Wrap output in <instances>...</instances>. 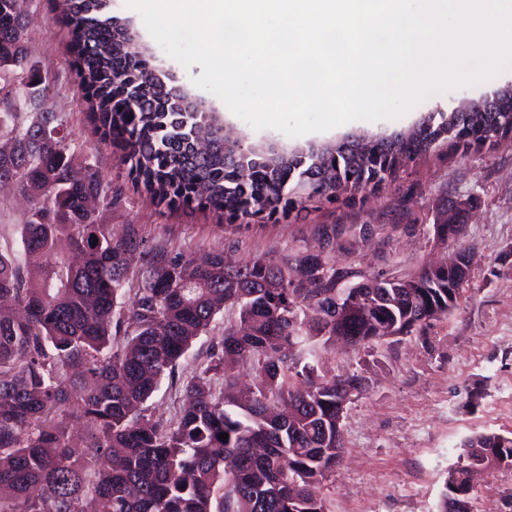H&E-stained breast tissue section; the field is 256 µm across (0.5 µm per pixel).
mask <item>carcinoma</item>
Listing matches in <instances>:
<instances>
[{
    "mask_svg": "<svg viewBox=\"0 0 512 512\" xmlns=\"http://www.w3.org/2000/svg\"><path fill=\"white\" fill-rule=\"evenodd\" d=\"M70 29L73 64L84 102L102 136L120 142L136 178L159 204L198 178L209 182L208 206L222 210L238 187L224 181V154L195 151L208 133L199 112H184L172 86L157 77L133 112H118L116 69L129 50L114 41L107 0H57ZM64 131L55 147L40 146V122ZM4 133L17 141L13 176L34 202L24 216L21 246L0 248V302L21 309L0 312V512H325L319 488L344 453L336 435V378L300 364L294 350L319 336L369 346L381 340L376 323L412 333L422 319L448 316L465 291L451 286L448 268L416 281L391 278L341 313L329 310L336 267L323 250L298 258L311 267L305 288L288 287V263L257 256L242 269L224 270V253L198 261L169 257L146 246L131 228L116 239L102 224L84 222L82 192L102 191L95 175L74 165L70 132L58 112H4ZM263 164L251 174L250 198L264 197L284 180ZM64 210L68 224L35 216ZM66 237L75 260L58 256ZM137 251L144 269L130 288L125 254ZM46 265L24 276L26 256ZM132 294L129 308L120 299ZM240 300L234 321L211 344L200 373L182 380L190 404L168 424L152 421L145 404L194 342L212 332L224 297ZM302 310L308 329L289 317ZM193 333H185V327ZM248 363L251 395L228 410L212 379L232 386L230 366ZM87 434L89 452L77 458L70 425ZM228 439H219V434ZM450 471L458 512L472 508L475 468L512 467V432H482L464 441Z\"/></svg>",
    "mask_w": 512,
    "mask_h": 512,
    "instance_id": "carcinoma-1",
    "label": "carcinoma"
}]
</instances>
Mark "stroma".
Instances as JSON below:
<instances>
[{
  "label": "stroma",
  "instance_id": "stroma-1",
  "mask_svg": "<svg viewBox=\"0 0 512 512\" xmlns=\"http://www.w3.org/2000/svg\"><path fill=\"white\" fill-rule=\"evenodd\" d=\"M24 8L29 57L42 69L47 108L65 115L74 163L112 186L111 202L99 204V219L114 237L132 226L169 256L201 259L220 251L236 265L262 254L293 262L326 242L331 264L359 282L404 277L447 259L452 244L436 231L442 210L454 200H474L462 242L471 258L468 285L447 318L369 347L314 342L301 351L318 372L355 375L364 384L344 413L343 459L321 488L326 512H438L463 441L478 432L512 431V137L469 150H430L377 187L307 200L274 217L233 221L215 209L159 205L129 177L121 148L104 142L89 119L56 0H25ZM110 11L130 22L158 70L220 113L226 128L254 145L284 151L361 134L390 137L433 113L451 112L461 99H484L512 84L508 66L481 83L430 95L394 118L290 137L254 129L196 86L199 66L187 68L170 57L127 0H111ZM30 207L16 185L0 186V242L17 239ZM472 505L473 512H512V470L478 476Z\"/></svg>",
  "mask_w": 512,
  "mask_h": 512
}]
</instances>
